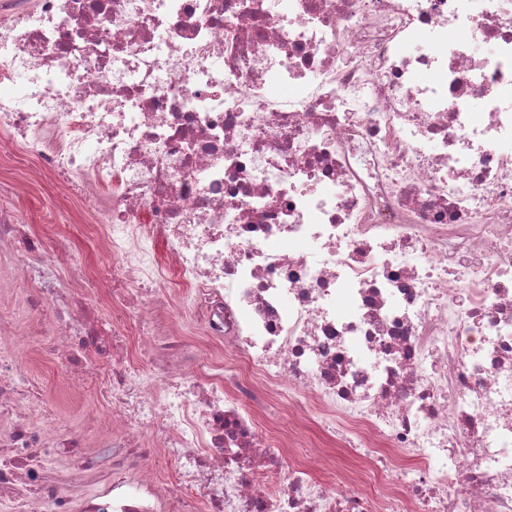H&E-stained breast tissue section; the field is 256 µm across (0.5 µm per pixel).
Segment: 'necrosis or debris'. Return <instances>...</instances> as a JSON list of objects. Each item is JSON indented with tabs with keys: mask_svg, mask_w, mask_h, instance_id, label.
I'll return each mask as SVG.
<instances>
[{
	"mask_svg": "<svg viewBox=\"0 0 512 512\" xmlns=\"http://www.w3.org/2000/svg\"><path fill=\"white\" fill-rule=\"evenodd\" d=\"M0 154L80 200L126 328L77 319L74 253L0 207L29 304L109 361L75 509L72 432L1 339L13 512H512V0H0ZM67 268L62 281L59 268ZM212 343L178 340L176 295ZM360 468L317 480L273 399ZM173 461L167 488L133 465ZM56 467L65 474L63 489L69 491L80 503L87 495L94 492V488L82 483L80 475V462L71 458L56 461Z\"/></svg>",
	"mask_w": 512,
	"mask_h": 512,
	"instance_id": "necrosis-or-debris-1",
	"label": "necrosis or debris"
}]
</instances>
